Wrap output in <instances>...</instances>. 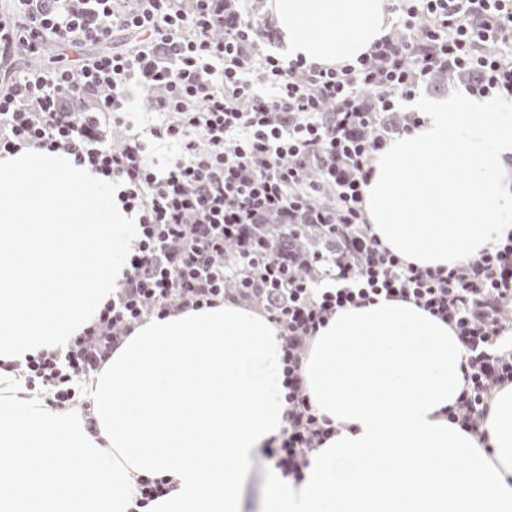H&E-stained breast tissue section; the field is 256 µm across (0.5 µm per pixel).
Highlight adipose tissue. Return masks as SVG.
Returning <instances> with one entry per match:
<instances>
[{
    "label": "adipose tissue",
    "instance_id": "ef3b65f1",
    "mask_svg": "<svg viewBox=\"0 0 512 512\" xmlns=\"http://www.w3.org/2000/svg\"><path fill=\"white\" fill-rule=\"evenodd\" d=\"M286 60L336 67L389 29V0H267ZM420 123L373 161L363 207L382 246L452 267L512 233V98L411 104ZM125 186L57 150L0 156V512H512V385L479 433L445 413L465 351L413 302L339 310L303 362L336 432L302 481L255 473L286 425L281 331L233 299L136 326L82 389L51 406L17 371L94 322L141 237ZM167 492L137 506L138 479Z\"/></svg>",
    "mask_w": 512,
    "mask_h": 512
}]
</instances>
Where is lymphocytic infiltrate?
Returning <instances> with one entry per match:
<instances>
[{
    "label": "lymphocytic infiltrate",
    "mask_w": 512,
    "mask_h": 512,
    "mask_svg": "<svg viewBox=\"0 0 512 512\" xmlns=\"http://www.w3.org/2000/svg\"><path fill=\"white\" fill-rule=\"evenodd\" d=\"M0 14V58L40 55L141 34L132 53H102L81 65L32 69L0 92V154L23 147L64 150L94 172L126 184L142 239L98 318L64 350L27 359L28 384L73 401L74 381L96 373L133 328L154 316L255 299L282 331L287 425L264 460L299 477L333 432L306 393L301 366L318 328L336 309L398 297L448 322L465 349V388L448 417L477 431L494 392L512 384V237L478 259L443 268L407 265L381 248L364 217L362 188L388 141L419 118L383 122L435 71L474 74L469 91L512 95V63L488 52L512 43V0H400L398 27L372 51L340 68L283 63L261 54L254 22L224 11V0H12ZM260 73L266 92L254 89ZM144 75L166 89L167 117L148 136L132 133L128 89ZM128 128L121 144L107 126ZM175 144L158 164L145 139ZM281 223L322 229L327 246L304 271L260 236L268 212ZM243 252L224 259L225 239ZM337 269L336 287L317 285Z\"/></svg>",
    "instance_id": "f902f5d3"
}]
</instances>
